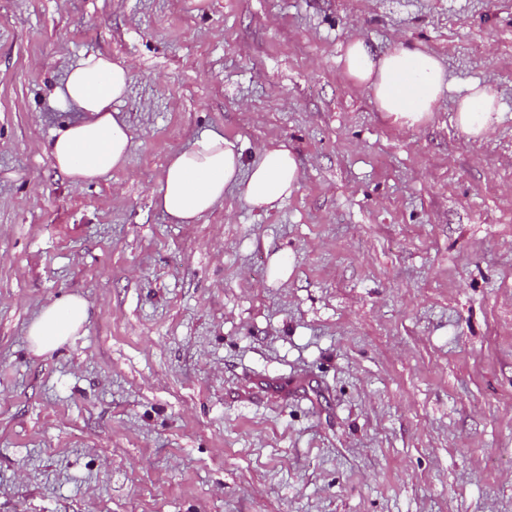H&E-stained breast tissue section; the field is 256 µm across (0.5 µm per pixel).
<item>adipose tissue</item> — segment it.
<instances>
[{
  "mask_svg": "<svg viewBox=\"0 0 512 512\" xmlns=\"http://www.w3.org/2000/svg\"><path fill=\"white\" fill-rule=\"evenodd\" d=\"M343 63L349 78L371 92L377 109L403 127L423 124L448 89L444 64L403 44L379 55L364 40L355 39ZM128 82V67L106 56L91 55L70 70L59 88V98L82 114L60 130L50 145L56 168L73 183H92L125 166L132 135L114 104L126 96ZM497 115L495 94L477 83L456 102V125L474 139L484 137ZM299 179L297 157L286 144H265L257 161L247 168L230 142L209 133L169 157L153 200L171 223L194 224L223 202L227 187H236L248 206L266 212L288 199ZM88 316L89 303L79 295L44 306L28 327L31 351L43 355L58 350L85 325Z\"/></svg>",
  "mask_w": 512,
  "mask_h": 512,
  "instance_id": "adipose-tissue-1",
  "label": "adipose tissue"
}]
</instances>
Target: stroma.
Segmentation results:
<instances>
[{
	"label": "stroma",
	"instance_id": "obj_1",
	"mask_svg": "<svg viewBox=\"0 0 512 512\" xmlns=\"http://www.w3.org/2000/svg\"><path fill=\"white\" fill-rule=\"evenodd\" d=\"M356 38L443 62L427 123L348 78ZM96 53L133 141L76 185L57 89ZM206 133L287 142L297 191L169 223ZM67 294L87 323L35 355ZM0 512H512V0H0ZM498 112L496 95L474 83L456 102L455 122L466 136L481 139L497 120ZM89 303L80 295H69L44 306L31 321L27 336L36 355L62 347L87 322Z\"/></svg>",
	"mask_w": 512,
	"mask_h": 512
}]
</instances>
